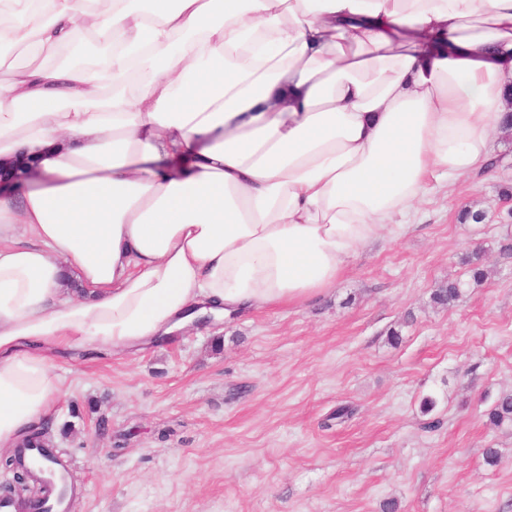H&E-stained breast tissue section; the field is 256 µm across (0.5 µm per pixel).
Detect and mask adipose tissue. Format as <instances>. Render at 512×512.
<instances>
[{
  "instance_id": "ef3b65f1",
  "label": "adipose tissue",
  "mask_w": 512,
  "mask_h": 512,
  "mask_svg": "<svg viewBox=\"0 0 512 512\" xmlns=\"http://www.w3.org/2000/svg\"><path fill=\"white\" fill-rule=\"evenodd\" d=\"M0 46V450L58 351L334 288L512 108V0H0Z\"/></svg>"
}]
</instances>
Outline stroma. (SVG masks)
Here are the masks:
<instances>
[{
    "instance_id": "1",
    "label": "stroma",
    "mask_w": 512,
    "mask_h": 512,
    "mask_svg": "<svg viewBox=\"0 0 512 512\" xmlns=\"http://www.w3.org/2000/svg\"><path fill=\"white\" fill-rule=\"evenodd\" d=\"M493 148L489 174L430 194L304 305L55 356L74 512H512V432L484 416L512 391V136ZM450 279L463 297L434 304ZM339 404L354 418L322 429Z\"/></svg>"
}]
</instances>
